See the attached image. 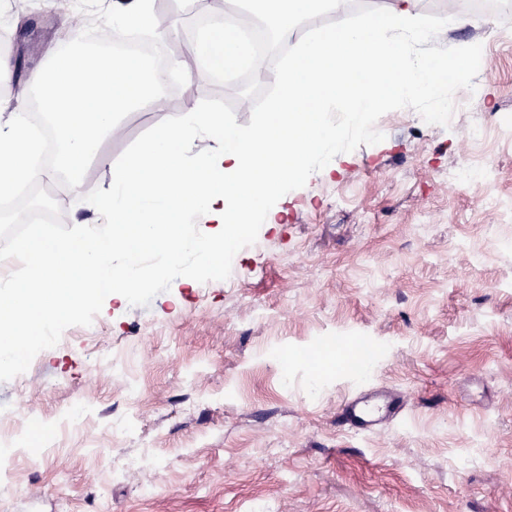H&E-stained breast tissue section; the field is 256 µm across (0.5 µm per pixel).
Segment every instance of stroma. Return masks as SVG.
Listing matches in <instances>:
<instances>
[{
  "mask_svg": "<svg viewBox=\"0 0 512 512\" xmlns=\"http://www.w3.org/2000/svg\"><path fill=\"white\" fill-rule=\"evenodd\" d=\"M75 2L97 26L114 0H0V54L15 65L0 98L30 107L25 81L64 48ZM154 13L175 27L176 53L195 41L197 13L164 0ZM477 40L490 65L469 73L472 106L428 128L417 118L429 103L412 102L382 132L348 136L338 172L289 186L282 223L250 225L259 245L234 278L185 258L184 286L160 277L128 304L87 306L23 375L0 368V445L15 447L0 512H512V143L495 135L512 118V11L420 50L440 59ZM273 93L247 71L232 86L184 84L102 149L123 161L189 102L247 127ZM466 157L491 160L493 181L451 189ZM65 182L0 212V278L24 276L15 248L33 229L98 225ZM361 343L370 382L402 393L407 415L358 437L339 407ZM106 347L129 362L101 363ZM77 401L88 414L76 428ZM31 416L48 425L37 448L19 444ZM119 420L131 431L114 434Z\"/></svg>",
  "mask_w": 512,
  "mask_h": 512,
  "instance_id": "obj_1",
  "label": "stroma"
}]
</instances>
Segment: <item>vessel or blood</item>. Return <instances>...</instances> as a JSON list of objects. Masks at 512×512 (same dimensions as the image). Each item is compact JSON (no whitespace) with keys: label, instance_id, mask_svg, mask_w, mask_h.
Here are the masks:
<instances>
[{"label":"vessel or blood","instance_id":"vessel-or-blood-1","mask_svg":"<svg viewBox=\"0 0 512 512\" xmlns=\"http://www.w3.org/2000/svg\"><path fill=\"white\" fill-rule=\"evenodd\" d=\"M407 402L381 387L360 386L343 400L340 417L344 425L358 434H370L402 420Z\"/></svg>","mask_w":512,"mask_h":512}]
</instances>
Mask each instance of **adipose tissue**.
I'll use <instances>...</instances> for the list:
<instances>
[{
	"mask_svg": "<svg viewBox=\"0 0 512 512\" xmlns=\"http://www.w3.org/2000/svg\"><path fill=\"white\" fill-rule=\"evenodd\" d=\"M345 0H209L208 32L172 66L187 83L220 71L263 69L228 27L227 13L257 14L281 44L296 49L278 74L279 93L246 128L222 113L188 105L159 125L121 165L99 150L123 139L125 113L166 108L165 74L145 59L102 52L119 29L153 12V0H126L98 31L100 47L82 53L75 76L49 62L29 79L58 143L53 165L39 161L40 140L21 114L0 122V193L17 184H39L67 175L71 197L84 193L82 171L94 161L109 167L108 188L93 202L104 219L94 234H35L17 245L28 271L22 283L0 290L9 313L0 317V366L10 365L34 328L52 329L91 302H129L143 286L134 272L147 250L162 255L160 275L174 278L186 255L210 264L239 225L279 221L276 202L288 184L306 180L312 166L335 171L344 161V133L326 113L349 115V131L366 133L372 113L424 100L448 106L441 76L418 44L448 38L449 25L420 14V0H382L360 18H349ZM316 13L336 15L335 27L295 40L300 21ZM213 150L196 155L197 140Z\"/></svg>",
	"mask_w": 512,
	"mask_h": 512,
	"instance_id": "obj_1",
	"label": "adipose tissue"
}]
</instances>
